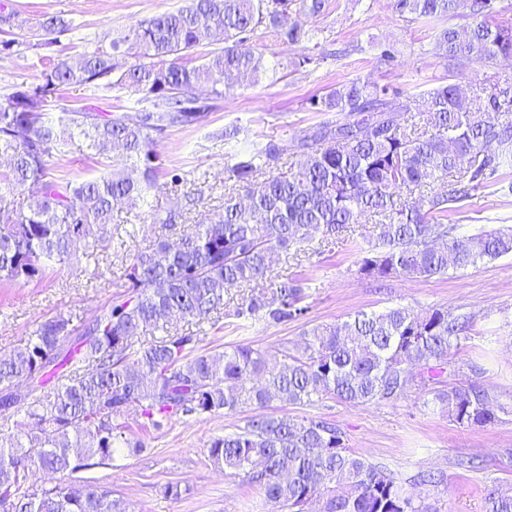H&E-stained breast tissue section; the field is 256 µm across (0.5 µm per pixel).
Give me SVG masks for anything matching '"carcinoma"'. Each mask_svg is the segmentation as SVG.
Instances as JSON below:
<instances>
[{"mask_svg":"<svg viewBox=\"0 0 512 512\" xmlns=\"http://www.w3.org/2000/svg\"><path fill=\"white\" fill-rule=\"evenodd\" d=\"M312 17L331 0H188L172 11L131 26L109 43L99 41L78 62L39 57L42 81L19 86L0 104V282H39L44 261L66 265L75 245L105 249L114 207L133 205L151 189L184 181L162 169L157 143L172 128L199 125L208 116L200 87L214 99L243 79L268 73L253 42L270 30L304 45L295 66L317 67L351 49L332 48L318 32L292 22L295 2ZM459 0H392L400 15L430 22L455 12ZM471 24L444 27L435 57L448 76L474 63L512 57V19L495 0H469ZM0 5V54L19 44L4 35L9 15ZM70 23L45 17L27 31L38 49H50ZM224 47L213 48L217 42ZM141 95L153 109L134 122L119 113L63 112L45 106L64 87L98 85ZM390 91L352 80L311 102L335 112L293 144L297 165L283 169L284 145L271 137L234 156L226 166L239 192L223 210L193 226L178 244L158 239L132 256L128 289L77 335L59 313L45 320L26 347L0 356V418L16 420L20 438L0 435V512H125L123 499L96 484L74 485L60 476L109 465L126 437L128 419L147 430L172 417L230 415L273 401L304 405L333 398L352 406H394L414 386L440 380L448 356L467 339L471 312L433 307L359 311L303 332L301 345L274 352L237 344L198 354L201 337L176 328L184 320L217 327L220 318L285 324L307 315L302 275L275 274L274 255L298 258L315 238L332 243L353 224L379 217L378 243L362 251L364 279L431 278L512 254V226L456 236L444 224L448 204L498 187V172L512 158V78L466 95L453 82L429 92L426 109ZM411 113V124L398 121ZM79 130L96 154L117 156L98 176L60 182L49 177L54 158ZM450 184L446 190L433 185ZM414 196L409 202L403 193ZM245 288L233 312L224 293ZM161 335L135 347L148 330ZM28 380V397L13 386ZM461 427L495 420L493 398L476 383L437 395ZM208 458L288 512H428L421 497L403 490L387 469L347 448L333 419L286 416L249 419L211 439ZM40 485L30 483L34 470ZM485 512H512V489H486Z\"/></svg>","mask_w":512,"mask_h":512,"instance_id":"obj_1","label":"carcinoma"}]
</instances>
